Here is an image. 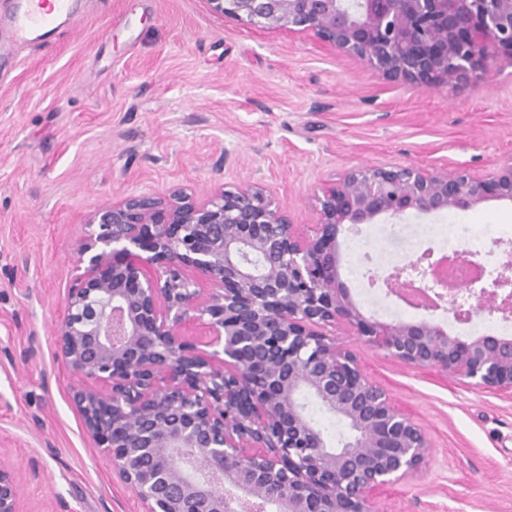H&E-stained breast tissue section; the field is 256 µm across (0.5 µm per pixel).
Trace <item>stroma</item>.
I'll list each match as a JSON object with an SVG mask.
<instances>
[{
    "mask_svg": "<svg viewBox=\"0 0 512 512\" xmlns=\"http://www.w3.org/2000/svg\"><path fill=\"white\" fill-rule=\"evenodd\" d=\"M11 4L0 0V454L27 475V512H139L86 436L77 380L55 357L85 214L112 195L259 181L293 223L313 224L314 188L352 167L491 173L512 157V61L437 91L387 80L312 34L217 17L204 0H73L44 44L10 41ZM403 222L474 225L486 265L512 259L495 233L512 225V203ZM340 242V278L360 309L402 319L399 299L370 298L355 280L363 253L382 276L404 263L380 224ZM335 333L432 445L381 512H512V399Z\"/></svg>",
    "mask_w": 512,
    "mask_h": 512,
    "instance_id": "obj_1",
    "label": "stroma"
}]
</instances>
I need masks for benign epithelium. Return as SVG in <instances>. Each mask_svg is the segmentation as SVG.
Masks as SVG:
<instances>
[{
    "instance_id": "obj_1",
    "label": "benign epithelium",
    "mask_w": 512,
    "mask_h": 512,
    "mask_svg": "<svg viewBox=\"0 0 512 512\" xmlns=\"http://www.w3.org/2000/svg\"><path fill=\"white\" fill-rule=\"evenodd\" d=\"M219 17L310 32L391 81L476 86L512 60V0H205ZM294 224L259 182L105 199L56 325V357L84 431L143 512H380L415 479L423 428L328 328L414 368L512 395V336L462 339L429 320L364 315L340 279V236L380 218L512 201V162L487 177L418 165L353 167L314 190ZM210 288L202 292L197 279ZM433 293L455 321L512 313V261L443 288L419 256L383 278ZM201 323L208 338L188 337ZM344 421L333 448L306 414ZM22 474L0 459V512L22 509Z\"/></svg>"
}]
</instances>
